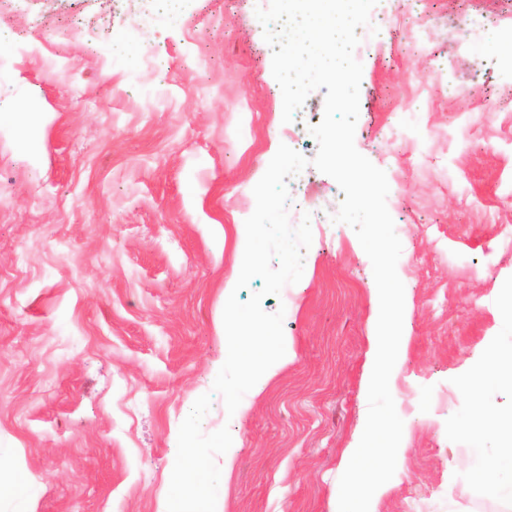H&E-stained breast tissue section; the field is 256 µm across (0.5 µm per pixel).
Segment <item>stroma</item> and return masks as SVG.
Here are the masks:
<instances>
[{"mask_svg":"<svg viewBox=\"0 0 512 512\" xmlns=\"http://www.w3.org/2000/svg\"><path fill=\"white\" fill-rule=\"evenodd\" d=\"M269 0H0V448L27 497L0 512H161L180 425L211 394L203 433L239 444L218 512H336L357 434L373 334L372 264L333 222L343 194L314 166L298 283L283 311L295 356L241 418L212 394L224 362V283L242 261L220 227L245 223L280 144L306 158L323 116L313 91L289 140ZM429 19L413 30L412 14ZM354 55L363 66L354 144L385 171L402 244L407 357L390 383L403 420L394 485L375 512H498L475 486L478 422L465 375L512 352V0H379ZM97 27L95 46L73 34Z\"/></svg>","mask_w":512,"mask_h":512,"instance_id":"35a3bbf8","label":"stroma"}]
</instances>
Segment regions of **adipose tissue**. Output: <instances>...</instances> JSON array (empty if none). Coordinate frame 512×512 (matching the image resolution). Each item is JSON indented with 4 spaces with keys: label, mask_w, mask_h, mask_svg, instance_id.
Masks as SVG:
<instances>
[{
    "label": "adipose tissue",
    "mask_w": 512,
    "mask_h": 512,
    "mask_svg": "<svg viewBox=\"0 0 512 512\" xmlns=\"http://www.w3.org/2000/svg\"><path fill=\"white\" fill-rule=\"evenodd\" d=\"M505 423L502 417L486 418L479 427L470 428L469 433L474 450L482 455L489 470L488 475L477 480L478 490L493 498L512 502V434L504 435ZM495 431L503 434L499 447H484V434Z\"/></svg>",
    "instance_id": "1"
}]
</instances>
